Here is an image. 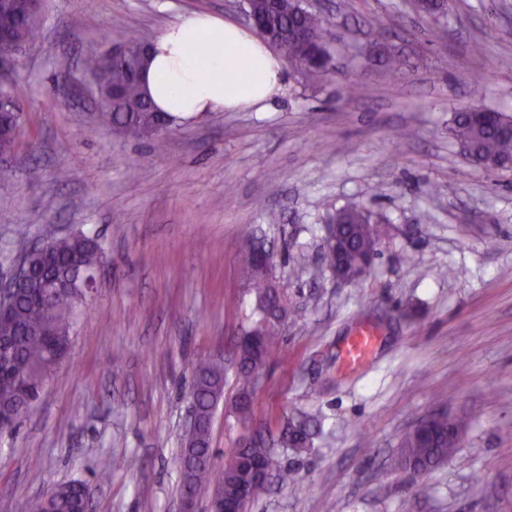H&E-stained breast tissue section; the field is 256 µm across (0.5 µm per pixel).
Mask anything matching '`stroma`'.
<instances>
[{
  "label": "stroma",
  "mask_w": 512,
  "mask_h": 512,
  "mask_svg": "<svg viewBox=\"0 0 512 512\" xmlns=\"http://www.w3.org/2000/svg\"><path fill=\"white\" fill-rule=\"evenodd\" d=\"M311 4L338 36L335 73L285 67L267 109L207 113L158 152L98 123L82 58L195 11L241 22L237 0H45L17 57L26 112L0 162L13 172L0 181V277L75 231L106 259L33 412L0 432V512L74 480L90 512H177L191 381L211 361L226 378L216 468L245 432L319 425L308 450L280 452L298 484L272 485L251 512H512V169H482L448 134L469 105L512 113V0H448L443 27L410 0ZM352 204L389 222L372 270L343 285L320 252L328 210ZM253 228L305 310L283 323L245 423L234 341L254 320L239 286ZM362 330L374 345L352 369L345 348ZM441 392L463 442L416 498L391 464ZM122 455L137 468L100 480Z\"/></svg>",
  "instance_id": "stroma-1"
}]
</instances>
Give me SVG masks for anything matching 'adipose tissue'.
I'll use <instances>...</instances> for the list:
<instances>
[{
  "instance_id": "obj_1",
  "label": "adipose tissue",
  "mask_w": 512,
  "mask_h": 512,
  "mask_svg": "<svg viewBox=\"0 0 512 512\" xmlns=\"http://www.w3.org/2000/svg\"><path fill=\"white\" fill-rule=\"evenodd\" d=\"M145 85L158 111L185 122L221 109L257 106L282 84L278 55L252 30L195 12L164 27L151 42ZM236 70L239 80L225 75Z\"/></svg>"
}]
</instances>
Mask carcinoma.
<instances>
[{"label":"carcinoma","instance_id":"obj_1","mask_svg":"<svg viewBox=\"0 0 512 512\" xmlns=\"http://www.w3.org/2000/svg\"><path fill=\"white\" fill-rule=\"evenodd\" d=\"M246 11L263 22L258 35L280 52L297 70L311 76L328 74L315 55L328 60L332 55L335 34L327 19L307 9L302 0H245ZM27 0H0V34L9 35L15 44L23 46L35 40L38 21H25ZM419 12L438 20L447 15L448 0H425ZM142 41L131 38L126 42L129 52L118 59L105 61L101 55H89L83 67L93 87L109 105L98 115L99 123L112 131L135 139H149L158 146L165 142L161 131L177 124V120L154 111L138 73L144 58L138 49ZM24 95L22 87L12 79L0 83V113L19 106ZM493 123L481 125L462 110L457 112L449 133L471 161L486 170L507 169L512 164V115L504 111H489ZM21 134V118L15 120V132L0 136V156L14 152ZM329 223L345 226L346 247L341 257L333 249H324L323 262L332 269L341 267L351 284L364 276V264L379 254L381 232L385 223L382 215L357 205L339 209L329 216ZM256 230L248 233V244L242 254L241 286L255 294L258 309L268 318L271 329L256 344L236 346L239 365V390L234 407L243 422L250 419L252 397L267 357L278 347L279 331L275 323L287 315H300L304 308L290 300L288 294L273 286L269 276L255 263ZM104 249L94 236L76 232L52 240L50 250L33 257V264L59 278L71 275V266L85 269L99 266ZM82 295L63 291L51 296L18 293L14 306L0 316V336L11 341L12 353L0 358V408L14 410L19 416L31 412L29 396L48 380L59 362L56 350L59 343H70L73 317ZM196 396L200 428L196 447L180 450L178 462L181 483H186L199 497L224 489V495H239L240 486L248 493L241 498V512L269 491V484L256 480L243 466L237 464L214 476L211 448L212 421L224 393V367L218 363L197 368L191 387ZM464 424L448 421V411L440 407L422 418L416 428H409L401 437L393 470L413 472L423 476L448 460V449L460 446ZM309 427L304 422H289L282 431V444L287 448H305L310 440ZM251 447L237 445L230 458L252 459L277 482L286 487L296 480L295 471L282 465L276 452L266 445L262 434ZM87 503L74 488L61 489L48 499H40L31 512H85Z\"/></svg>","mask_w":512,"mask_h":512}]
</instances>
